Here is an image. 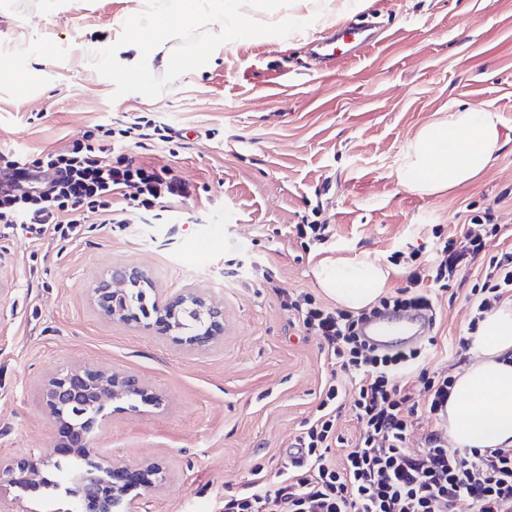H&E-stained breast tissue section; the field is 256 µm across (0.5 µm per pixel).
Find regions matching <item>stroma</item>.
Listing matches in <instances>:
<instances>
[{"label":"stroma","instance_id":"obj_1","mask_svg":"<svg viewBox=\"0 0 512 512\" xmlns=\"http://www.w3.org/2000/svg\"><path fill=\"white\" fill-rule=\"evenodd\" d=\"M345 22L380 25L357 57L322 64L312 51L329 28L188 27L171 55L224 52L202 70L146 64V91L121 75L112 44L165 0H0V152L24 162L86 144L98 126L141 114L178 136L164 150L130 147L190 184L171 223L129 212L126 223L87 216L70 240L0 228V461L48 472L61 440L46 382L86 366L138 376L161 407L106 410L93 454L115 466L153 462L166 481L143 490L140 512H224L255 470L274 475L332 366L318 337L291 319L276 288L318 294L312 269L327 256L370 259L406 284L400 251L434 252L436 234L472 232L488 254L512 252V0H333ZM47 57L36 65L35 57ZM493 106L501 149L474 181L437 195L401 187L397 170L418 128L461 106ZM320 211H313V204ZM495 224L483 223L485 213ZM330 224L332 238L301 246L295 227ZM270 271L254 277L251 266ZM138 267L158 296L205 288L224 307V337L192 349L101 314L91 292L112 268ZM472 263L436 294V342L422 364L455 374L474 315Z\"/></svg>","mask_w":512,"mask_h":512}]
</instances>
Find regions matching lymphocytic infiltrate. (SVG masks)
I'll use <instances>...</instances> for the list:
<instances>
[{
    "label": "lymphocytic infiltrate",
    "instance_id": "f902f5d3",
    "mask_svg": "<svg viewBox=\"0 0 512 512\" xmlns=\"http://www.w3.org/2000/svg\"><path fill=\"white\" fill-rule=\"evenodd\" d=\"M171 128L132 116L115 131L110 145L89 143L66 152L47 153L28 165L0 153V225L40 237L76 236L85 212L100 223L122 224L128 212L149 213L159 204L177 211L192 190L154 162L127 156L129 146L149 140L169 143ZM118 157L105 164L106 149ZM486 242L477 235L438 238L432 259L416 262L405 287L379 299V308L434 310L430 286L449 290L459 268L473 263ZM293 324L320 337L323 353L337 372L327 380L313 420L294 446L300 456L276 472L257 477L250 488L226 499L224 512H451L470 500L473 512H512V454L500 448L460 451L449 447L445 431H431L419 453L405 449L409 428L404 412L415 401L439 416L452 394L450 375L421 367L422 351L384 353L358 334L365 312L341 310L309 293L280 290ZM469 299L475 320L501 302L512 300V252L491 256ZM350 406H343L345 394ZM349 408L359 426L342 462L328 451L337 440V420Z\"/></svg>",
    "mask_w": 512,
    "mask_h": 512
}]
</instances>
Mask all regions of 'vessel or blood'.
I'll use <instances>...</instances> for the list:
<instances>
[{"mask_svg": "<svg viewBox=\"0 0 512 512\" xmlns=\"http://www.w3.org/2000/svg\"><path fill=\"white\" fill-rule=\"evenodd\" d=\"M373 37L365 29L352 28L332 32L316 41L315 46L323 57L332 59L339 46H349L358 52L369 47ZM429 333V317L421 311L386 312L371 318L363 326V334L370 344L389 351L406 343L422 340Z\"/></svg>", "mask_w": 512, "mask_h": 512, "instance_id": "vessel-or-blood-1", "label": "vessel or blood"}]
</instances>
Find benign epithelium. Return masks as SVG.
I'll return each instance as SVG.
<instances>
[{"instance_id":"1","label":"benign epithelium","mask_w":512,"mask_h":512,"mask_svg":"<svg viewBox=\"0 0 512 512\" xmlns=\"http://www.w3.org/2000/svg\"><path fill=\"white\" fill-rule=\"evenodd\" d=\"M153 289L147 274L139 268H123L93 289L94 301L104 315L112 320L135 323L154 330L175 342L202 347L215 342L224 333V310L201 288H184L163 302L146 298ZM191 310L206 316V323L196 336L185 334L178 326L180 313ZM138 397L153 406L161 399L134 375L92 369H69L53 376L45 389L50 416L59 424L65 441L58 449L59 459L52 466L62 468L72 458L89 461V473L78 481L79 502L64 501L65 512H139L138 496L131 492L146 489L165 479L163 468L146 466L112 467L91 459V442L101 427L106 407L126 398ZM33 465L24 458L0 465V486L21 490L34 481Z\"/></svg>"}]
</instances>
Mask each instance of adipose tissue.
Instances as JSON below:
<instances>
[{
	"label": "adipose tissue",
	"instance_id": "adipose-tissue-1",
	"mask_svg": "<svg viewBox=\"0 0 512 512\" xmlns=\"http://www.w3.org/2000/svg\"><path fill=\"white\" fill-rule=\"evenodd\" d=\"M181 23L231 22L252 30L242 0H177ZM133 25L116 41L114 55L126 74L165 47L175 29L149 37ZM500 117L492 106L452 111L422 126L407 142L398 182L419 194H439L475 179L499 151ZM314 277L337 306L359 312L385 293L389 267L373 260L323 259ZM472 360L455 374L444 410L449 439L458 448L512 447V303L486 312L469 337Z\"/></svg>",
	"mask_w": 512,
	"mask_h": 512
}]
</instances>
